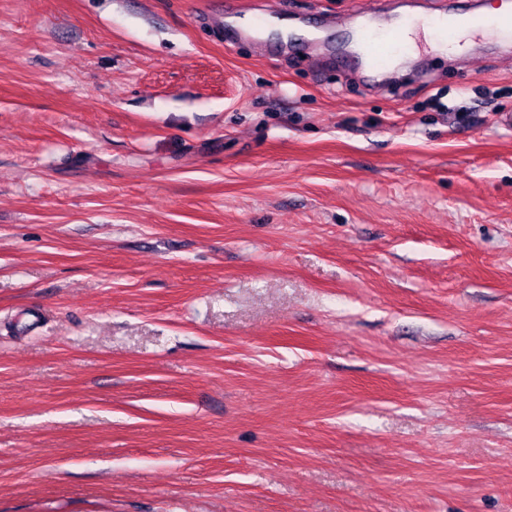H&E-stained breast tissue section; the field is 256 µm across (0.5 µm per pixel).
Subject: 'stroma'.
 <instances>
[{"instance_id":"35a3bbf8","label":"stroma","mask_w":512,"mask_h":512,"mask_svg":"<svg viewBox=\"0 0 512 512\" xmlns=\"http://www.w3.org/2000/svg\"><path fill=\"white\" fill-rule=\"evenodd\" d=\"M485 4L0 0V512H512V40L344 55ZM412 23L410 17L399 16L386 23L379 20L373 25L362 26V51L358 53L368 63L373 79L382 78L386 74L397 54L406 55L411 51L403 38L405 27L411 26L406 30V37L414 48L421 33L428 40L429 30L426 25L413 27Z\"/></svg>"}]
</instances>
